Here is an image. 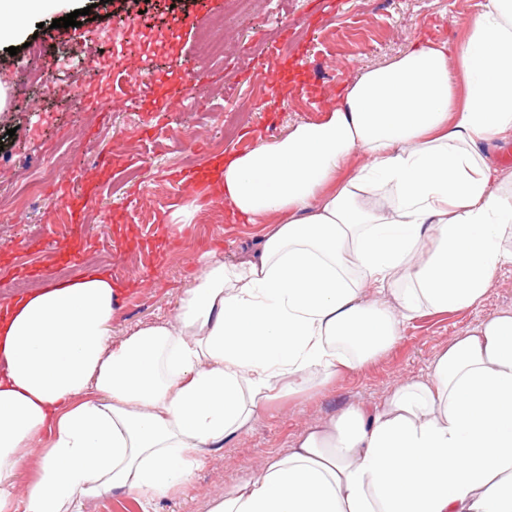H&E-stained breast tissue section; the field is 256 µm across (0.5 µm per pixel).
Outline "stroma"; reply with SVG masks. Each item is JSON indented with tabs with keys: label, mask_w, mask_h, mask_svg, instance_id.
<instances>
[{
	"label": "stroma",
	"mask_w": 512,
	"mask_h": 512,
	"mask_svg": "<svg viewBox=\"0 0 512 512\" xmlns=\"http://www.w3.org/2000/svg\"><path fill=\"white\" fill-rule=\"evenodd\" d=\"M483 0H260L241 13L236 0H51L42 22L26 21L14 41L17 55L0 48V186L18 189L26 167L38 164L48 143L65 142L66 177L13 222L0 223V300L17 296L14 280L36 286L109 271L122 292L112 317L120 341L151 323L172 319L178 299L199 269L204 251L221 249L235 261L253 250L262 224L231 222L205 181L220 153L244 152L314 121L365 70L388 64L412 42L452 44L463 18ZM82 10L80 37L48 40L52 20ZM136 17L154 31L183 22L180 56L198 86L195 100L173 107L149 84L129 87L131 111L100 110L91 98L71 107V85L89 78V55L111 56L103 30ZM225 17L230 51L203 63L197 32ZM44 53L30 59L32 39ZM53 76L43 94L31 69ZM276 80L264 82L266 70ZM195 208L178 230L174 217ZM512 311V267L496 272L482 301L470 308L427 314L405 323L388 348L329 383L271 402L256 423L212 450L193 480L154 501L150 512H211L212 504L247 474L286 453L306 429L341 408L382 404L399 384L425 378L458 336L501 311Z\"/></svg>",
	"instance_id": "1"
}]
</instances>
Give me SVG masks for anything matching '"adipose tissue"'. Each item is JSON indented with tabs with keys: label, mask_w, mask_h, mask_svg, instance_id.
I'll list each match as a JSON object with an SVG mask.
<instances>
[{
	"label": "adipose tissue",
	"mask_w": 512,
	"mask_h": 512,
	"mask_svg": "<svg viewBox=\"0 0 512 512\" xmlns=\"http://www.w3.org/2000/svg\"><path fill=\"white\" fill-rule=\"evenodd\" d=\"M509 136L512 0H485L454 45L414 43L320 120L216 160L229 213L268 230L237 262L204 253L173 320L113 342L101 271L1 303L0 512H83L118 490L149 506L271 398L480 302L512 266V172L486 153ZM212 512H512V312L384 405L310 427Z\"/></svg>",
	"instance_id": "ef3b65f1"
}]
</instances>
